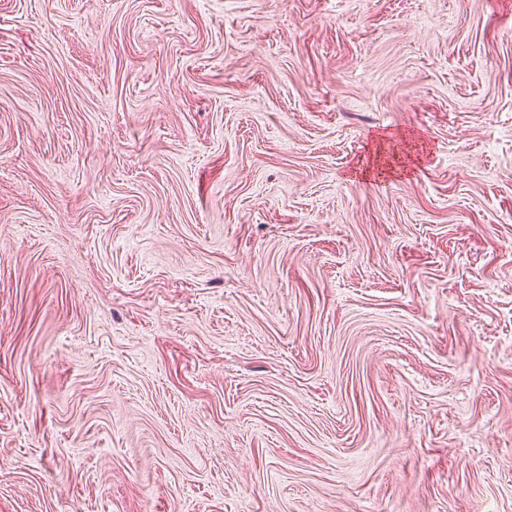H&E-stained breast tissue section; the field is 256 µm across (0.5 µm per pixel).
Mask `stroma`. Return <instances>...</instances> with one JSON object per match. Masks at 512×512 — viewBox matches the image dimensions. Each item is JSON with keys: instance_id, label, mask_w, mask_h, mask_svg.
I'll return each instance as SVG.
<instances>
[{"instance_id": "stroma-1", "label": "stroma", "mask_w": 512, "mask_h": 512, "mask_svg": "<svg viewBox=\"0 0 512 512\" xmlns=\"http://www.w3.org/2000/svg\"><path fill=\"white\" fill-rule=\"evenodd\" d=\"M0 512H512V0H0Z\"/></svg>"}]
</instances>
